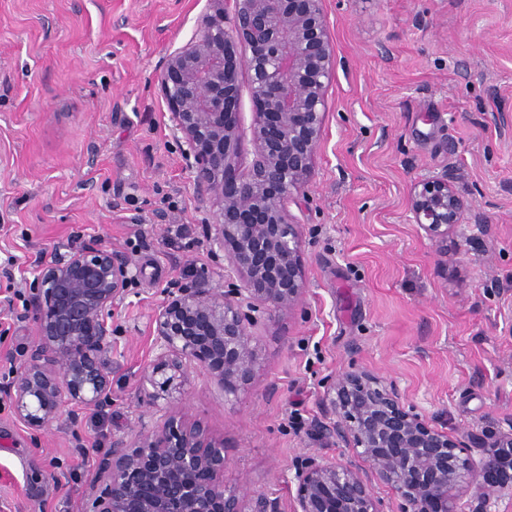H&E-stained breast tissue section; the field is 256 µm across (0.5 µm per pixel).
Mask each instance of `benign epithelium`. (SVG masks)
Listing matches in <instances>:
<instances>
[{"mask_svg": "<svg viewBox=\"0 0 512 512\" xmlns=\"http://www.w3.org/2000/svg\"><path fill=\"white\" fill-rule=\"evenodd\" d=\"M207 0L189 40L169 53L158 76L197 199L216 201L214 245L224 251V291L198 283L169 294L154 313V358L143 381L150 399L187 394L189 371L208 374L226 395L252 380L256 314L294 311L307 291L300 225L288 202L305 196L322 139L326 90L336 53L323 0ZM249 75L256 159L238 171L241 71ZM473 209L444 170L415 181L409 221L441 254L448 234ZM129 261L102 246L56 250L37 267L36 340L10 387L16 421L31 431L61 409L109 405L106 354L112 307L124 298ZM335 420L323 427L391 487L401 512H459L457 496L474 488L472 512L512 491V423L506 429L452 435L407 408L393 385L367 370L333 381ZM478 452L473 458L472 452ZM91 512H277L263 493L245 498L224 487V440L177 412L122 441L100 464ZM294 512H378L371 483L348 464L310 460L296 471Z\"/></svg>", "mask_w": 512, "mask_h": 512, "instance_id": "benign-epithelium-1", "label": "benign epithelium"}]
</instances>
